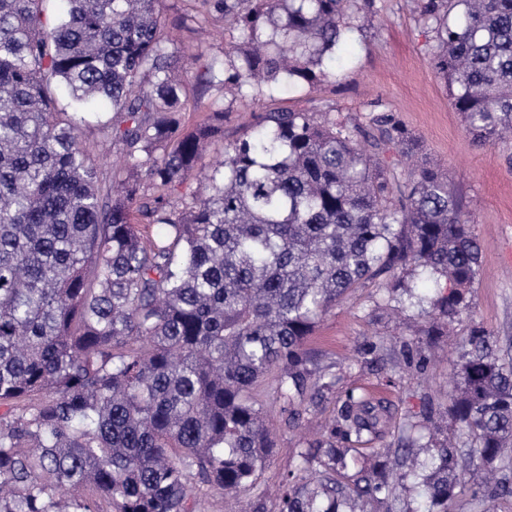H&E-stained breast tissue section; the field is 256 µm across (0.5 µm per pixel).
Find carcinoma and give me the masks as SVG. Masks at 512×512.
I'll return each instance as SVG.
<instances>
[{
  "label": "carcinoma",
  "mask_w": 512,
  "mask_h": 512,
  "mask_svg": "<svg viewBox=\"0 0 512 512\" xmlns=\"http://www.w3.org/2000/svg\"><path fill=\"white\" fill-rule=\"evenodd\" d=\"M56 2L0 0V512H188L194 490L245 489L267 463L265 378L292 424L326 385L307 342L337 298L380 282L412 299L411 267L435 279L434 323L467 314L480 246L447 175L377 102L265 107L191 188L237 100L321 91L381 0H193L230 41L192 99L157 0ZM412 3L466 130L511 133L512 0ZM98 97L112 116L88 111ZM92 121L124 155L118 194L82 139ZM461 359L447 413L468 447L384 453L344 482L337 443L386 413L350 393L279 512H365L397 500L406 466L425 471L427 512L461 484L479 505L512 496V363L479 326Z\"/></svg>",
  "instance_id": "1"
}]
</instances>
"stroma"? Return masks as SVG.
<instances>
[{
  "mask_svg": "<svg viewBox=\"0 0 512 512\" xmlns=\"http://www.w3.org/2000/svg\"><path fill=\"white\" fill-rule=\"evenodd\" d=\"M191 0H160L159 10L174 40L175 57H223L224 40L214 26L187 29L180 21ZM428 36L411 10V0H384L364 32L344 43L336 61V80L301 99L306 109L322 101L353 114L381 100L422 141L427 157L448 175V183L467 205L482 248V263L471 290V314L452 321L441 336L426 335L428 316L407 307L398 295L376 286L356 289L336 302L309 338L314 366L330 384L304 412L299 427L288 425L270 385L260 388L264 423L276 438L270 460L253 488L235 495L206 489L189 501L191 512H277L280 485L306 441L328 436L348 391L384 399L387 418L379 438L360 444V465L370 466L380 452L396 448L432 408L442 437L458 442L445 410L454 394L460 347L472 325L497 340L502 359L512 360V262L503 252L512 245V140L476 142L449 104V92L424 53ZM425 368H417L418 357Z\"/></svg>",
  "mask_w": 512,
  "mask_h": 512,
  "instance_id": "1",
  "label": "stroma"
}]
</instances>
